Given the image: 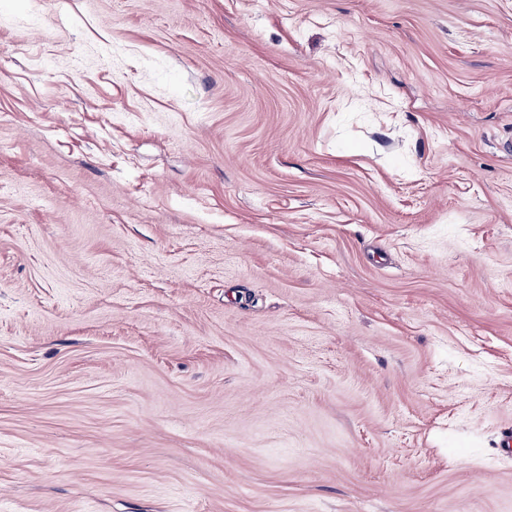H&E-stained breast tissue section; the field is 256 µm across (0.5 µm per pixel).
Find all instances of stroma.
Wrapping results in <instances>:
<instances>
[{
    "mask_svg": "<svg viewBox=\"0 0 512 512\" xmlns=\"http://www.w3.org/2000/svg\"><path fill=\"white\" fill-rule=\"evenodd\" d=\"M0 512H512V0H0Z\"/></svg>",
    "mask_w": 512,
    "mask_h": 512,
    "instance_id": "stroma-1",
    "label": "stroma"
}]
</instances>
